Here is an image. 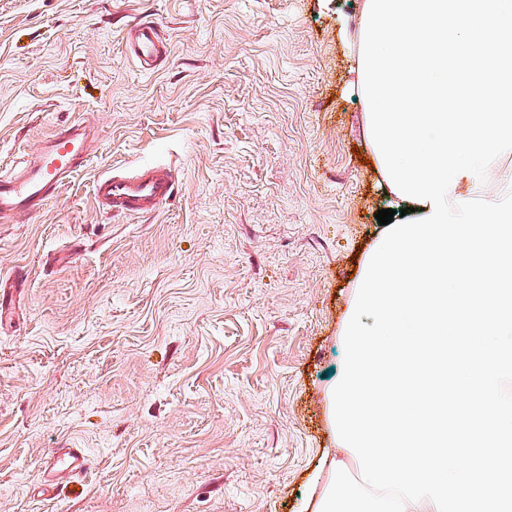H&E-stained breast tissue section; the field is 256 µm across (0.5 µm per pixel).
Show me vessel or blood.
<instances>
[{"label": "vessel or blood", "mask_w": 512, "mask_h": 512, "mask_svg": "<svg viewBox=\"0 0 512 512\" xmlns=\"http://www.w3.org/2000/svg\"><path fill=\"white\" fill-rule=\"evenodd\" d=\"M127 55L148 72L155 71L170 54V44L155 21L138 18L125 36ZM91 126L77 119L57 128L43 142L34 160L0 175V223L40 212L90 162ZM177 175L167 165L150 164L99 175L94 182L98 208L115 217L139 218L160 214L176 194ZM94 466L82 448H62L40 465L43 489L84 478Z\"/></svg>", "instance_id": "1"}]
</instances>
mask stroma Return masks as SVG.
<instances>
[{"instance_id": "1", "label": "stroma", "mask_w": 512, "mask_h": 512, "mask_svg": "<svg viewBox=\"0 0 512 512\" xmlns=\"http://www.w3.org/2000/svg\"><path fill=\"white\" fill-rule=\"evenodd\" d=\"M363 0H0V166L77 115L88 166L0 223V512H306L336 432L327 393L388 206L353 46ZM171 54L146 73L129 23ZM177 173L159 215L115 218V167ZM53 448L95 459L41 495ZM127 55L137 60L148 72H154L170 54V44L162 27L151 19L138 18L132 22L125 36Z\"/></svg>"}]
</instances>
